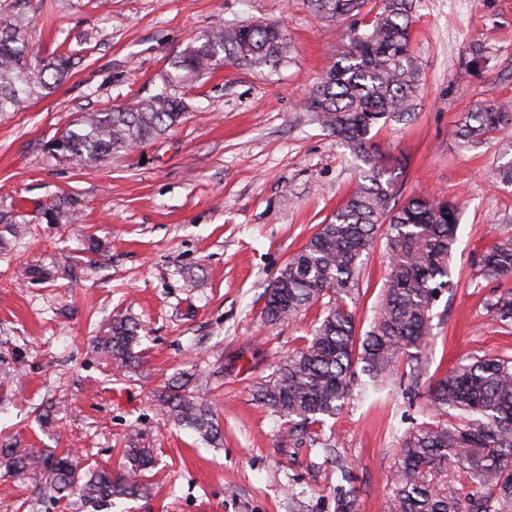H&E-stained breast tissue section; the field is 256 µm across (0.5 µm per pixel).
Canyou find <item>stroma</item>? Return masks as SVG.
<instances>
[{
  "mask_svg": "<svg viewBox=\"0 0 512 512\" xmlns=\"http://www.w3.org/2000/svg\"><path fill=\"white\" fill-rule=\"evenodd\" d=\"M34 52L70 51L64 80L26 111L0 114V210L22 206L28 231L0 253V439L68 448L84 465L119 466L130 440L155 449L160 474L144 497L101 512H336V487L353 488L356 512H390L399 437L428 421L427 393L384 390L359 376L321 450L288 437L259 406L254 385L308 337L318 308L269 326V284L359 180L362 163L303 106L344 51L347 23L321 19L303 0H30ZM280 23L291 46L280 69L223 66L192 84L190 107L165 138L91 167L56 158L48 142L80 113L159 92L169 60L215 21ZM411 46L420 69L414 112L375 127L372 142L393 200L434 191L461 210L454 286L436 301L428 372L441 376L474 355L512 354V334L487 302L512 277L487 281L479 254L512 233V188L492 176L504 140L465 146L463 112L512 107V0H422ZM485 48L481 68L468 47ZM67 196L76 224H44L39 205ZM98 254L86 251L90 240ZM59 267L48 281L26 267ZM388 275L383 241L364 264L350 308L357 335L371 330ZM139 324L143 363L126 373L91 339L116 315ZM211 401L223 432L209 444L168 422L156 393L180 374ZM53 411L43 432L37 416ZM81 512L32 480L0 473V512Z\"/></svg>",
  "mask_w": 512,
  "mask_h": 512,
  "instance_id": "stroma-1",
  "label": "stroma"
}]
</instances>
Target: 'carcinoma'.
<instances>
[{
  "label": "carcinoma",
  "instance_id": "obj_1",
  "mask_svg": "<svg viewBox=\"0 0 512 512\" xmlns=\"http://www.w3.org/2000/svg\"><path fill=\"white\" fill-rule=\"evenodd\" d=\"M322 19L363 16L346 50L326 71L305 102L324 130L335 135L369 169L362 182L305 245L279 270L266 290L262 317L269 325L292 319L329 297L306 343L278 361L256 386V401L288 420V436L316 443L318 429L336 418L352 396L358 373L383 385L405 378L417 386L427 376V347L433 306L451 287L457 208L434 195H413L390 205L391 183L384 179L371 149V131L380 122L400 121L415 108L420 72L411 50V23L420 0H306ZM290 53L276 24H216L169 61L160 92L96 112H83L51 141L48 151L63 160L91 166L164 137L187 108L184 88L202 73L233 64L277 69ZM71 66L68 52L33 56L19 12H0V113L19 112L51 94ZM512 131V112L495 105L464 114L457 136L479 148ZM75 201L59 198L41 206L47 224L78 221ZM20 208L0 212V252L24 232ZM388 224L385 252L390 272L372 329L356 334L349 309L364 257L374 248L379 225ZM479 275L495 280L512 275V236L483 251ZM490 315L512 329V289L488 302ZM138 325L117 316L94 338V348L120 368L133 369L140 356ZM433 421L398 439L391 512H512V355L465 359L428 386ZM178 427L215 443L222 432L213 407L188 392L161 393ZM125 470L85 469L70 453L20 448L0 441V468L10 476L32 475L38 490L59 500L77 499L96 507L112 498L133 499L155 469L151 448L123 449ZM462 473L469 492L459 496L444 486L448 466ZM337 512H355L354 491L336 487Z\"/></svg>",
  "mask_w": 512,
  "mask_h": 512
}]
</instances>
